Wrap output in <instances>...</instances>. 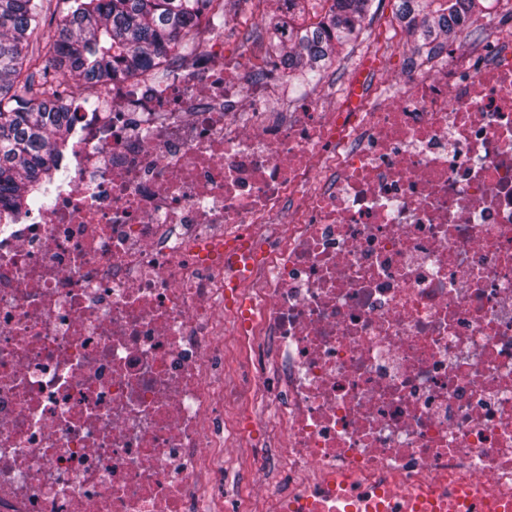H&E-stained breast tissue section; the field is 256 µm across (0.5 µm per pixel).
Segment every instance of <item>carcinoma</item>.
Returning a JSON list of instances; mask_svg holds the SVG:
<instances>
[{"label":"carcinoma","instance_id":"1","mask_svg":"<svg viewBox=\"0 0 512 512\" xmlns=\"http://www.w3.org/2000/svg\"><path fill=\"white\" fill-rule=\"evenodd\" d=\"M0 0V203L15 211L40 204L68 144L70 95L137 76L155 59L188 57L197 30H222L246 14L268 18L248 30L243 51L260 50L288 66V84L316 85L352 49L373 0ZM500 0H398L396 18L409 40L395 49L430 66L452 39L472 40L473 15ZM57 15L54 31L42 14Z\"/></svg>","mask_w":512,"mask_h":512}]
</instances>
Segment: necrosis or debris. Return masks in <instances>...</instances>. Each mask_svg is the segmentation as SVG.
I'll return each mask as SVG.
<instances>
[{
	"mask_svg": "<svg viewBox=\"0 0 512 512\" xmlns=\"http://www.w3.org/2000/svg\"><path fill=\"white\" fill-rule=\"evenodd\" d=\"M200 41L73 95L53 204L0 208V512H217L260 426L268 512H512V27L289 113Z\"/></svg>",
	"mask_w": 512,
	"mask_h": 512,
	"instance_id": "1",
	"label": "necrosis or debris"
}]
</instances>
